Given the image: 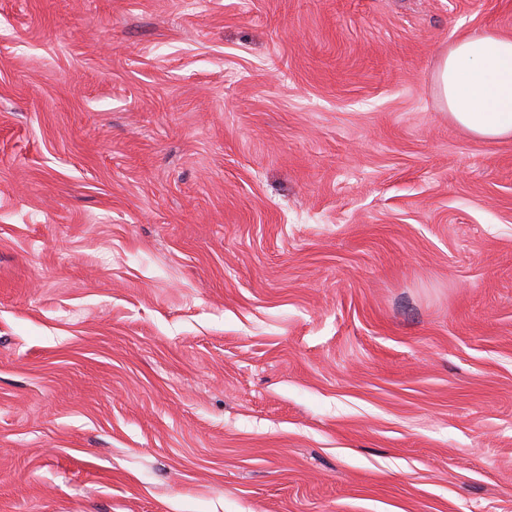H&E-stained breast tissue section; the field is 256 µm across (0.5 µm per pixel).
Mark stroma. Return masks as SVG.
Here are the masks:
<instances>
[{
  "label": "stroma",
  "mask_w": 512,
  "mask_h": 512,
  "mask_svg": "<svg viewBox=\"0 0 512 512\" xmlns=\"http://www.w3.org/2000/svg\"><path fill=\"white\" fill-rule=\"evenodd\" d=\"M512 0H0V512H512ZM436 83L454 122L474 137H512V38L493 29L465 36L441 60Z\"/></svg>",
  "instance_id": "stroma-1"
}]
</instances>
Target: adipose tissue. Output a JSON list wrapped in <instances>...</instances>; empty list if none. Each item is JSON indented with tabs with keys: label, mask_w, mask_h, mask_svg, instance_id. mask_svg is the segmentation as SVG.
Wrapping results in <instances>:
<instances>
[{
	"label": "adipose tissue",
	"mask_w": 512,
	"mask_h": 512,
	"mask_svg": "<svg viewBox=\"0 0 512 512\" xmlns=\"http://www.w3.org/2000/svg\"><path fill=\"white\" fill-rule=\"evenodd\" d=\"M436 83L454 122L474 137H512V38L493 29L465 36L441 60Z\"/></svg>",
	"instance_id": "ef3b65f1"
}]
</instances>
